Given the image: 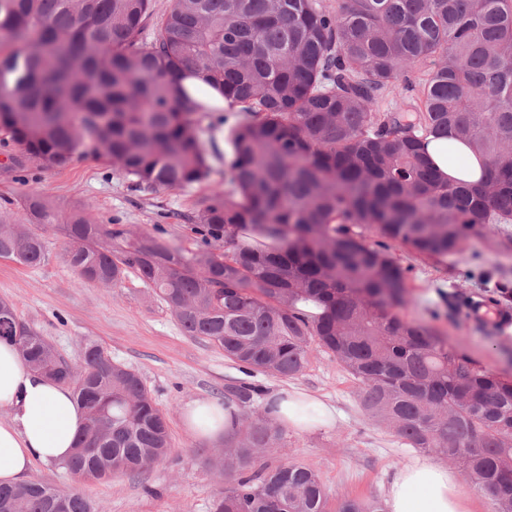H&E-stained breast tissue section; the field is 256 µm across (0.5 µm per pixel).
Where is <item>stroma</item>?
<instances>
[{"label": "stroma", "mask_w": 512, "mask_h": 512, "mask_svg": "<svg viewBox=\"0 0 512 512\" xmlns=\"http://www.w3.org/2000/svg\"><path fill=\"white\" fill-rule=\"evenodd\" d=\"M206 149L214 168L211 180L183 190L131 191L120 172L91 155L60 171L32 166L19 179L0 171V217L22 218L26 191L37 189L58 213L83 210L105 231L148 235L189 254L201 244L192 229L198 204L224 178L223 139L207 142ZM44 237L39 265L0 259V299L73 366H80L81 345L90 340L138 372L167 417L170 448L146 471L105 481L78 480L54 463H35L33 474L82 494L101 512H210L222 483L206 443L185 429L182 410L194 400L223 403L225 386L240 382L261 389L251 404L255 410L265 396L283 389L336 407L333 425L308 432L285 429L280 448L266 457L273 466L291 461L315 466L331 497H383L394 470L415 457V449L390 431L365 424L356 384L327 353L313 351L307 370L293 379L244 374L223 350L185 335L135 276L116 288L82 283L64 260L67 238L51 229ZM391 253L409 270L413 303L401 316L427 323L477 368L512 381V327L469 323L445 303L447 296L462 292L481 303L494 298L497 309L512 312V241L495 236L448 257H424L396 243Z\"/></svg>", "instance_id": "35a3bbf8"}]
</instances>
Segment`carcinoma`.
<instances>
[{"label": "carcinoma", "mask_w": 512, "mask_h": 512, "mask_svg": "<svg viewBox=\"0 0 512 512\" xmlns=\"http://www.w3.org/2000/svg\"><path fill=\"white\" fill-rule=\"evenodd\" d=\"M189 68L242 114L225 128L232 189L214 188L195 216L200 248L187 256L144 235L114 251L84 212L60 219L31 191L25 217L0 223V258L40 264L42 226L58 224L82 280L117 287L136 274L185 335L246 374L295 378L320 348L358 385L367 421L458 466L492 512H512V382L397 312L411 301L408 270L388 252L391 241L457 255L512 223V0H344L337 12L317 0H170L162 14L154 0H0V147L12 148L0 167L56 171L93 155L136 191L203 181L209 108L172 82ZM394 91L420 106L382 109ZM431 135L483 156L486 182L442 179L421 150ZM247 225L261 242L239 240ZM368 230L381 241L368 244ZM307 301L322 312L298 307ZM0 340L85 409L59 462L67 473L103 481L167 456L165 415L95 342L76 369L2 300ZM256 393L227 388L242 404ZM282 434L265 410L239 418L210 458L224 477L211 512H383L348 495L331 509L314 466L260 462ZM0 512L99 507L33 476L0 485Z\"/></svg>", "instance_id": "carcinoma-1"}]
</instances>
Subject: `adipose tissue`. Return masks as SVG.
Instances as JSON below:
<instances>
[{"label": "adipose tissue", "instance_id": "obj_1", "mask_svg": "<svg viewBox=\"0 0 512 512\" xmlns=\"http://www.w3.org/2000/svg\"><path fill=\"white\" fill-rule=\"evenodd\" d=\"M425 151L444 178L481 185L486 163L463 143L428 139ZM269 416L305 431L335 422L334 406L300 391L282 390L265 401ZM0 484L22 482L35 462H58L73 450L85 425V414L72 390L35 372L19 349L0 341ZM183 423L195 439L212 441L232 434L235 407L207 401L188 402ZM467 494L455 473L443 463L414 458L397 468L386 488V512H468Z\"/></svg>", "mask_w": 512, "mask_h": 512}]
</instances>
